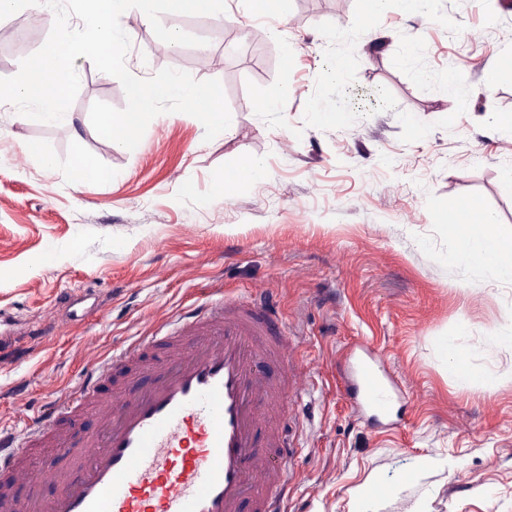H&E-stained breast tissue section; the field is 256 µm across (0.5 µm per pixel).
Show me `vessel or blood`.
<instances>
[{"label":"vessel or blood","mask_w":512,"mask_h":512,"mask_svg":"<svg viewBox=\"0 0 512 512\" xmlns=\"http://www.w3.org/2000/svg\"><path fill=\"white\" fill-rule=\"evenodd\" d=\"M342 372L362 415H394L398 389L370 349ZM304 392L264 289L195 302L85 365L26 417L25 440L0 430V512H283L302 441L283 413Z\"/></svg>","instance_id":"obj_1"}]
</instances>
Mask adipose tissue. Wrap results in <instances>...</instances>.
<instances>
[{
  "label": "adipose tissue",
  "mask_w": 512,
  "mask_h": 512,
  "mask_svg": "<svg viewBox=\"0 0 512 512\" xmlns=\"http://www.w3.org/2000/svg\"><path fill=\"white\" fill-rule=\"evenodd\" d=\"M490 214L468 206L448 210V258L462 266H481L496 276L512 279V247L493 238Z\"/></svg>",
  "instance_id": "ef3b65f1"
}]
</instances>
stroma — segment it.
Masks as SVG:
<instances>
[{
    "label": "stroma",
    "mask_w": 512,
    "mask_h": 512,
    "mask_svg": "<svg viewBox=\"0 0 512 512\" xmlns=\"http://www.w3.org/2000/svg\"><path fill=\"white\" fill-rule=\"evenodd\" d=\"M161 21L203 45L163 42L131 12L126 67L219 80L232 120L212 141L184 113L155 117L132 150L100 140L92 103L126 95L83 57L69 120L0 102V429L21 431L91 358L258 285L308 388L285 512H512V337L496 333L512 280L450 263L446 223L471 201L512 237V140L497 126L512 119L498 70L512 12L387 0L368 17L363 0H288L280 15L228 0ZM51 29L24 0L1 15L0 77ZM87 157L102 177L77 178ZM362 345L398 382L399 417L368 421L348 399L337 366Z\"/></svg>",
    "instance_id": "1"
}]
</instances>
